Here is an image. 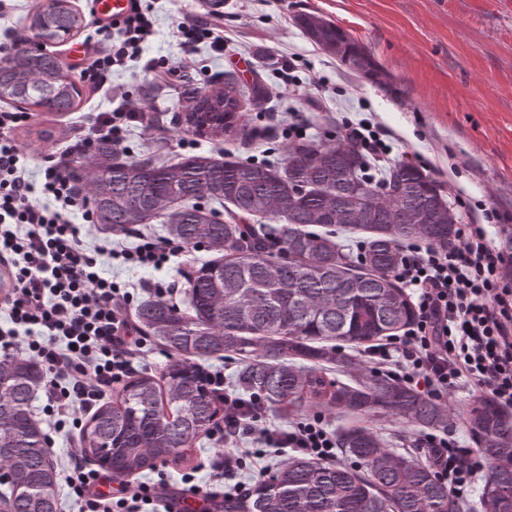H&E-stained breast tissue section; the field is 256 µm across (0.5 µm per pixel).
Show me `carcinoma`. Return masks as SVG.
I'll use <instances>...</instances> for the list:
<instances>
[{
  "label": "carcinoma",
  "instance_id": "carcinoma-1",
  "mask_svg": "<svg viewBox=\"0 0 512 512\" xmlns=\"http://www.w3.org/2000/svg\"><path fill=\"white\" fill-rule=\"evenodd\" d=\"M312 13L297 25L350 69L380 78L371 56L339 26ZM84 26L61 5L34 10L30 29L54 43ZM81 90L57 58L20 48L0 65V100L47 112L72 109ZM270 98L263 80L232 74L206 98L196 94L183 124L202 136L247 137L245 114ZM338 131L295 137L280 163L188 155L170 164L131 160L101 140L73 167L89 185L94 223L121 235L162 220L166 239L216 257L188 275L186 309L151 296L136 307L142 331L175 356L160 374L140 373L98 406L80 436L85 457L116 478L183 458L210 436L221 398L197 360L239 356L238 384L285 412L328 406L344 423L338 449L351 463L288 460L224 512H458L431 463L384 446L363 417L395 412L423 428L448 426V407L388 373L359 367L354 354L410 325L414 306L395 276L407 241L448 248L458 237L442 185L423 168L394 165L381 182ZM241 219L258 224L241 235ZM323 231L315 232L313 228ZM364 233L362 253L338 231ZM334 372L338 377L331 378ZM345 375L343 381L339 376ZM42 374L31 360L0 359V512H62L48 439L31 411ZM469 425L488 461L483 512H512V413L487 396L472 401Z\"/></svg>",
  "mask_w": 512,
  "mask_h": 512
}]
</instances>
